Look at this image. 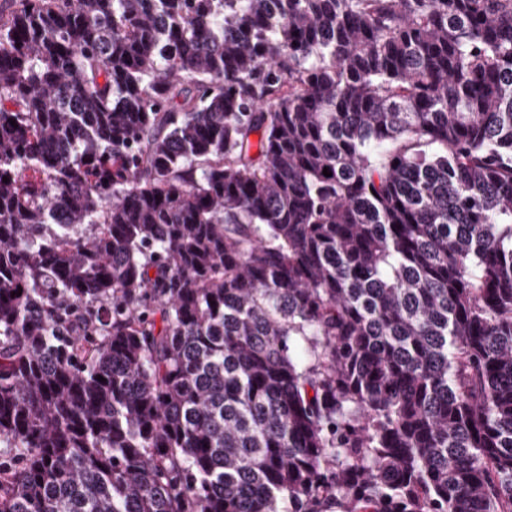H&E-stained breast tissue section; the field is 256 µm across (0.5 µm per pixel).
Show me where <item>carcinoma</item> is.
Here are the masks:
<instances>
[{
  "label": "carcinoma",
  "mask_w": 512,
  "mask_h": 512,
  "mask_svg": "<svg viewBox=\"0 0 512 512\" xmlns=\"http://www.w3.org/2000/svg\"><path fill=\"white\" fill-rule=\"evenodd\" d=\"M0 448V512H512V0H5Z\"/></svg>",
  "instance_id": "carcinoma-1"
}]
</instances>
